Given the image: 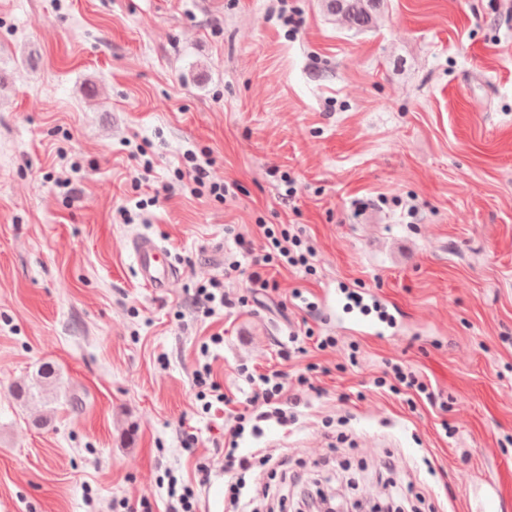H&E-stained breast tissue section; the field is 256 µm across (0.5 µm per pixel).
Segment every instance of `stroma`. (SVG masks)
<instances>
[{
	"instance_id": "obj_1",
	"label": "stroma",
	"mask_w": 512,
	"mask_h": 512,
	"mask_svg": "<svg viewBox=\"0 0 512 512\" xmlns=\"http://www.w3.org/2000/svg\"><path fill=\"white\" fill-rule=\"evenodd\" d=\"M188 152L213 159L224 201L178 186ZM260 224L314 251L315 275L273 271L283 308L239 304L253 286L226 271L250 261L237 236L262 252ZM145 236L179 270L162 297L135 272ZM213 278L233 305L203 318L186 302ZM334 288L386 297L400 331L302 309ZM308 326L336 349L288 355ZM214 333L213 378L241 407L244 368L319 367L294 422L241 440L286 471L247 472L244 497L372 490L410 512L416 491L471 512L483 480L512 501V0H385L360 32L321 0H0V512H170L174 480L226 512L224 415L194 382ZM391 360L447 411L377 387ZM46 362L58 380L21 404L13 386Z\"/></svg>"
}]
</instances>
